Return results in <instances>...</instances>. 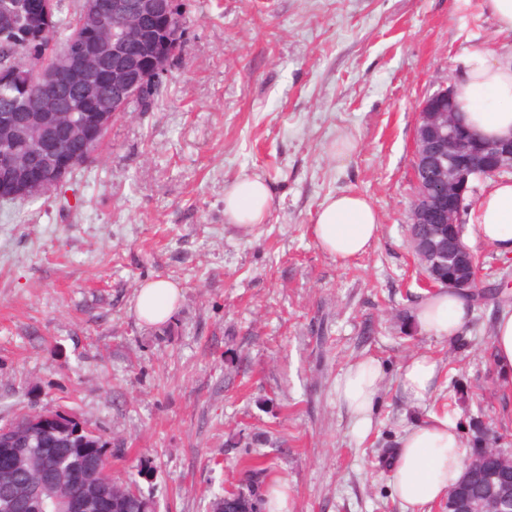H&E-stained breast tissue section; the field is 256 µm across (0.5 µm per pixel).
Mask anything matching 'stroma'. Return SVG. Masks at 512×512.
I'll return each mask as SVG.
<instances>
[{"mask_svg":"<svg viewBox=\"0 0 512 512\" xmlns=\"http://www.w3.org/2000/svg\"><path fill=\"white\" fill-rule=\"evenodd\" d=\"M510 48L483 0H189L165 99L116 121L63 191L0 202V425L75 415L156 512H212L242 484L230 438L257 432L282 442L268 459L288 512H407L391 462L419 418L464 433L479 416L512 441L494 305L454 343L400 318L422 294L407 230L420 105L462 53ZM341 139L356 145L342 161ZM244 175L275 190L249 234L224 222V188ZM341 192L379 218L346 264L309 231ZM155 276L182 289L158 326L134 312ZM417 354L440 376L414 405L397 379ZM368 356L384 376L362 437L336 383Z\"/></svg>","mask_w":512,"mask_h":512,"instance_id":"1","label":"stroma"}]
</instances>
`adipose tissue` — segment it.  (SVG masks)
Wrapping results in <instances>:
<instances>
[{
	"label": "adipose tissue",
	"instance_id": "obj_1",
	"mask_svg": "<svg viewBox=\"0 0 512 512\" xmlns=\"http://www.w3.org/2000/svg\"><path fill=\"white\" fill-rule=\"evenodd\" d=\"M456 100L467 125L489 138L512 137V52L494 54L475 49L459 59L454 82ZM274 190L257 176H245L224 189V220L251 230L266 223ZM471 226L503 258H512V180L491 183L476 201ZM378 215L366 197L352 192L327 196L321 202L311 234L317 246L346 263L365 254L378 238ZM181 297L175 282L157 277L138 291L135 312L145 323H166ZM419 328L451 341L460 338L471 319L468 301L458 292L439 291L420 300L413 311ZM382 366L373 357L352 364L337 383L338 399L359 435L374 424L381 392ZM439 377L437 364L424 355L410 358L398 383L410 402L423 403ZM462 443L454 423L434 417L408 427L397 443L392 465L395 495L407 507L419 508L439 501L463 471Z\"/></svg>",
	"mask_w": 512,
	"mask_h": 512
}]
</instances>
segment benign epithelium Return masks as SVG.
I'll return each mask as SVG.
<instances>
[{"mask_svg": "<svg viewBox=\"0 0 512 512\" xmlns=\"http://www.w3.org/2000/svg\"><path fill=\"white\" fill-rule=\"evenodd\" d=\"M16 6L20 20L30 25L49 17L53 0H42L40 9L33 13L27 12L22 0ZM173 10L174 0H81L85 31L72 36L64 57L70 80L81 83L79 108L83 119L73 132L86 144L94 145L97 133L109 130L147 91L170 79L172 61L185 42L184 25H170L156 36L137 20L153 14L169 17ZM107 15L112 16V39L101 41L97 28ZM108 54L112 55V74L104 87L112 97V110L105 111L97 105L102 86L90 80V76ZM30 75V85L39 91V111L31 116L30 126L16 134L23 138L34 137L46 164L54 168L55 180H47L40 167L20 166L11 154L2 151L0 197L3 199L39 197L64 182L70 171L71 159L60 143L42 134L43 129L53 125L59 112L56 90L61 71L34 55ZM478 142L480 138L457 117L453 85L442 88L422 103L411 159L416 184L425 186L434 181L438 170L446 165L448 191L434 194L425 191L413 199L411 207L416 223L437 228L457 223L458 210L476 172L494 178L512 172L511 138L494 141L491 151L486 153L477 149ZM456 250L467 272L463 278L448 281L447 286L467 294L479 279L475 254L459 239ZM57 428L73 431L74 436L84 442L96 437L83 422L61 410L31 414L23 431L35 436ZM486 473L490 483L481 506L476 508L463 498L452 497L448 500V512H512V453L503 448H490L482 459L467 462L466 479ZM34 508L36 512H83L84 505L81 498L73 496L52 501L43 499L35 503Z\"/></svg>", "mask_w": 512, "mask_h": 512, "instance_id": "benign-epithelium-1", "label": "benign epithelium"}]
</instances>
